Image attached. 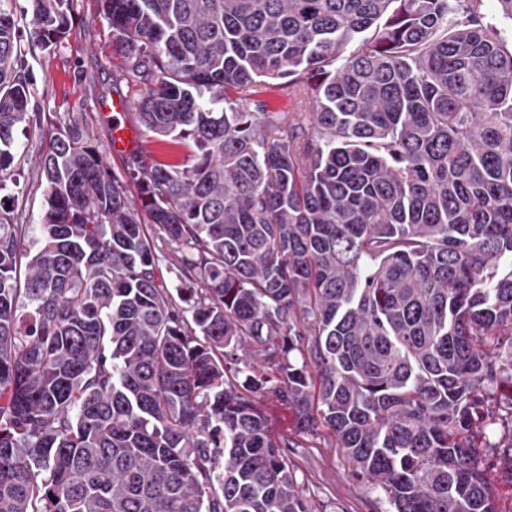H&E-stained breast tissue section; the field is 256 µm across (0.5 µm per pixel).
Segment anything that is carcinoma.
Here are the masks:
<instances>
[{
  "label": "carcinoma",
  "mask_w": 512,
  "mask_h": 512,
  "mask_svg": "<svg viewBox=\"0 0 512 512\" xmlns=\"http://www.w3.org/2000/svg\"><path fill=\"white\" fill-rule=\"evenodd\" d=\"M29 2L31 40L57 45L71 0ZM100 2L138 89L139 193L69 114L41 159L36 249L0 212V512H310L265 390L330 428L394 512H497L512 0L495 19L485 0ZM15 4L0 184L20 124L44 119ZM270 81L293 111L255 97ZM247 347L271 373L241 365ZM158 254L160 256V272L163 279L170 285L176 282L175 265L178 259L177 247L161 239L157 240ZM164 256V257H162Z\"/></svg>",
  "instance_id": "obj_1"
}]
</instances>
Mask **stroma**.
Instances as JSON below:
<instances>
[{"instance_id": "35a3bbf8", "label": "stroma", "mask_w": 512, "mask_h": 512, "mask_svg": "<svg viewBox=\"0 0 512 512\" xmlns=\"http://www.w3.org/2000/svg\"><path fill=\"white\" fill-rule=\"evenodd\" d=\"M29 22L21 20L25 41L23 60L30 82V109L53 118L69 113L83 117L97 138L106 164L123 173L124 155H113L111 132L114 121L134 124L132 113L112 116L113 99L132 97L119 82L122 59L112 43L108 21L100 14L98 0H72L70 25L58 46L42 48L29 43ZM47 131L17 130L15 175L0 190V207L11 211L21 224L39 223L43 214V189L39 154ZM272 438L287 446L285 458L292 476L311 512H391L383 492L353 474L354 463L338 448L334 432L326 427L302 428L295 412L281 398L265 393L257 398ZM487 479L495 494L497 512H512V468L504 463L506 438L503 427L489 426Z\"/></svg>"}]
</instances>
